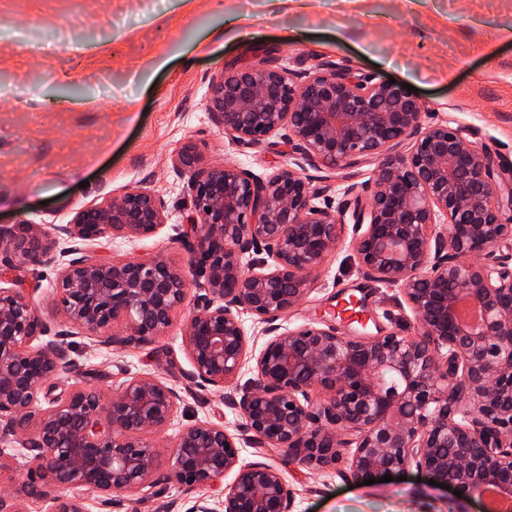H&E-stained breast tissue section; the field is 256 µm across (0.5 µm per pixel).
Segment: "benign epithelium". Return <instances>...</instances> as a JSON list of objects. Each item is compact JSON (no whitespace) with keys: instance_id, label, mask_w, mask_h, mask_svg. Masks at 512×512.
I'll list each match as a JSON object with an SVG mask.
<instances>
[{"instance_id":"obj_1","label":"benign epithelium","mask_w":512,"mask_h":512,"mask_svg":"<svg viewBox=\"0 0 512 512\" xmlns=\"http://www.w3.org/2000/svg\"><path fill=\"white\" fill-rule=\"evenodd\" d=\"M208 110L238 145L286 130L292 152L310 166L377 161L372 194L348 187L336 207L322 208L294 167L260 179L237 165H204L193 143L177 152L193 202L177 238L199 255L207 285L184 340L186 376L222 391L250 356L255 378L225 394L245 420L243 437L212 422L191 425L167 449L162 474L153 437L177 413L173 387L134 376L106 400L93 386L56 395L53 378L76 369L70 338L150 344L189 301V277L160 255L86 253L103 239L153 235L168 223L166 202L142 188L82 208L50 232L1 225L0 269L59 267L63 315L49 323L22 291L0 286V442L25 450L22 493L48 498L50 485H78L108 506L145 483L174 482L190 493L232 472L219 500L199 499L192 512H291L280 471L242 462V439L307 467L346 452L357 479L415 466L462 492L459 512L488 488L512 500V178L462 129L423 126L422 106L403 84L334 65L300 81L275 58L221 73ZM405 141L408 152L394 153ZM348 214L364 274L401 288L416 335L373 334L366 320L349 334L328 320L276 324L336 251ZM62 240L71 247L58 250ZM463 301L480 308L478 323L458 320ZM245 313L268 336L252 356ZM41 395L48 407L37 411ZM52 503V512H87L82 501Z\"/></svg>"}]
</instances>
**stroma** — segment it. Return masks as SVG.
Wrapping results in <instances>:
<instances>
[{"instance_id":"1","label":"stroma","mask_w":512,"mask_h":512,"mask_svg":"<svg viewBox=\"0 0 512 512\" xmlns=\"http://www.w3.org/2000/svg\"><path fill=\"white\" fill-rule=\"evenodd\" d=\"M228 32L223 44L208 34ZM274 57L292 76L334 64L355 75L415 87L425 124L464 130L504 170H512V0H0V225L66 224L75 213L141 188L160 194L169 221L144 239L117 238L103 252L116 259L163 255L197 280L196 255L175 239L192 210L188 174L173 159L187 142L208 165L233 164L259 178L294 165L284 133L257 147L229 142L207 110L211 78ZM376 169L304 166L319 188L318 206L339 191L369 194ZM58 271L31 268L21 287L32 307L56 322ZM363 303L381 333L413 336L418 323L399 288L364 275L351 226L324 261L306 296L280 317L292 329L314 319L350 326L346 300ZM192 304L178 309L155 342L116 349L77 336L72 356L80 374H58L59 393L94 386L112 398L122 383L150 375L181 396L174 421L156 440L170 448L195 421L239 433L240 412L223 392L187 379L184 350ZM243 462L279 469L292 512H455L452 491L419 480L358 484L346 461L313 468L287 462L275 448L242 445ZM203 486L185 492L141 486L112 507L88 512H190Z\"/></svg>"}]
</instances>
